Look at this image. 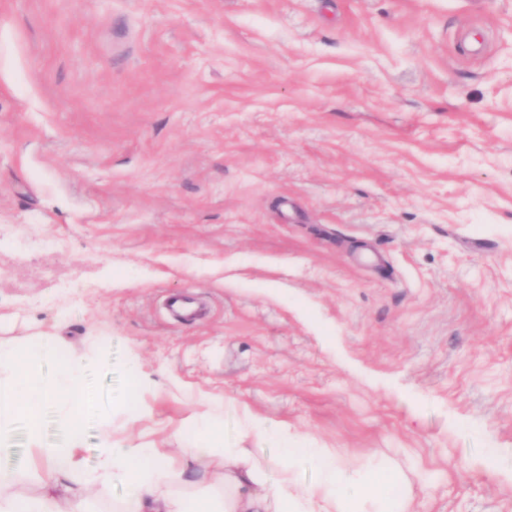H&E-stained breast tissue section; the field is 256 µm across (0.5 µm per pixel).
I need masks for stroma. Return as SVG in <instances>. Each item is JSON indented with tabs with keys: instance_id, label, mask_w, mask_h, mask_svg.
Returning a JSON list of instances; mask_svg holds the SVG:
<instances>
[{
	"instance_id": "35a3bbf8",
	"label": "stroma",
	"mask_w": 512,
	"mask_h": 512,
	"mask_svg": "<svg viewBox=\"0 0 512 512\" xmlns=\"http://www.w3.org/2000/svg\"><path fill=\"white\" fill-rule=\"evenodd\" d=\"M46 336L84 469L104 417L181 466L220 394L221 449L276 459L259 417L512 512V0H0V341L49 379ZM42 465L18 419L11 493Z\"/></svg>"
}]
</instances>
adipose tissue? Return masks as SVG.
Listing matches in <instances>:
<instances>
[{
	"label": "adipose tissue",
	"instance_id": "ef3b65f1",
	"mask_svg": "<svg viewBox=\"0 0 512 512\" xmlns=\"http://www.w3.org/2000/svg\"><path fill=\"white\" fill-rule=\"evenodd\" d=\"M85 365L69 359L62 362L53 382L32 378L8 345L0 343V441L6 439L18 417L29 425V441L37 448L46 466L39 480L42 492L26 499L8 494L13 472L0 470V512H60L55 490L76 485L120 480L132 490L126 512H407L390 490L399 475L396 471L369 466L350 469L335 451L327 448H288L277 465V478L265 484L262 469L250 460L244 448L224 451V490L208 491L201 499L178 493L185 472L172 468L166 454L150 445L118 443L105 439L97 471L82 470L79 450L81 422L93 412L81 381ZM60 396L58 411L66 431L61 445L42 441L40 416L53 396ZM308 457L317 473V482L297 486L290 472L300 457Z\"/></svg>",
	"mask_w": 512,
	"mask_h": 512
}]
</instances>
